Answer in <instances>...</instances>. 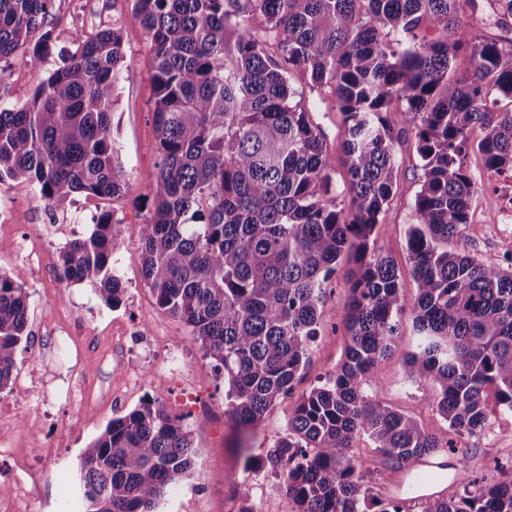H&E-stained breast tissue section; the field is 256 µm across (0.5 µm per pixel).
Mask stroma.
Masks as SVG:
<instances>
[{
  "mask_svg": "<svg viewBox=\"0 0 512 512\" xmlns=\"http://www.w3.org/2000/svg\"><path fill=\"white\" fill-rule=\"evenodd\" d=\"M131 0H55L44 20L54 43L34 67L15 62H0V108L12 109L27 103L37 86L73 54L75 34L91 35L119 25L122 28L125 61L117 87V102L112 113L116 144L128 174L129 188L120 197L101 199L82 192L72 193L60 209L34 210L29 190L14 193L17 224L40 226L54 219L76 224L75 233L52 234L49 283L32 279L28 270L0 252V272L22 284L29 293V331L27 346L16 353L15 378L34 375L46 395L42 410L19 408L16 389L0 392V412L15 415L6 437L11 450L0 458V484L11 486L25 470H41L45 476L32 489L33 512H83L76 491V465L81 453L113 418L134 409L143 398L162 403L170 414L181 410V393L200 394L207 412L185 420L197 448L191 477L167 496L163 512H240L242 501L235 481H247L254 512H294L279 476L258 467L257 461L275 446L288 430V413L301 394L342 363L346 330L342 315L350 300V281L354 267L348 256H341L329 279L328 299L321 315V330L312 344L310 361L302 380L283 402L264 415L248 453L234 446L235 435L225 412L224 373L196 343L189 328L156 307L151 291L145 287L140 260L139 226L148 215L155 189L158 154L150 109L155 99L152 43L146 30L132 15ZM290 81L303 106L312 113L327 140L334 159L333 184L339 188V206L349 198L342 188L347 170L339 145L344 138L343 116L334 96L311 87L306 73L295 70ZM399 158L395 195L377 224L373 238L379 253L390 257L401 274L402 291L415 299L417 283L410 271L406 231L412 222V204L422 174L421 159L411 136H400L395 143ZM467 167L476 184L470 222L464 230L467 252L490 265H503L512 259V223L499 219V198L484 181L487 172L479 154H469ZM113 212L121 223L127 241L120 252L122 280L126 287L121 304L107 306L90 283H75L59 275V253L73 235L89 234L98 216ZM138 330V337L120 343L112 334L114 321ZM83 337L79 358H71L66 335ZM178 347L180 373L167 372L165 356ZM137 373L140 387L125 390L127 374ZM85 386L93 402L80 403L61 397L66 386ZM437 386L428 379L409 376L401 357L379 361L364 384L368 398L400 410L416 419L442 445L440 457L449 470L466 466L468 483L454 482L449 497L458 498L486 484L512 480V415L501 412L495 397H488L489 419L475 436L449 431L447 422L433 401ZM352 451L366 460L364 484L368 501L391 503L395 497L385 475L390 468L368 436L357 437Z\"/></svg>",
  "mask_w": 512,
  "mask_h": 512,
  "instance_id": "35a3bbf8",
  "label": "stroma"
}]
</instances>
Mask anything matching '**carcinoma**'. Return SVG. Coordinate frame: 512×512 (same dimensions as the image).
<instances>
[{"label":"carcinoma","mask_w":512,"mask_h":512,"mask_svg":"<svg viewBox=\"0 0 512 512\" xmlns=\"http://www.w3.org/2000/svg\"><path fill=\"white\" fill-rule=\"evenodd\" d=\"M53 2L0 0V60L38 64L52 42L42 25ZM482 9V0H132L151 37L156 85L158 171L139 229L142 276L158 308L224 369L237 432L292 393L334 265L346 252L355 263L344 361L302 394L288 432L261 460L280 474L295 512H368L365 461L349 453L362 434L395 469L440 448L411 416L363 395L381 359L401 352L411 376L437 384L435 406L452 431L484 428L490 387L512 414V268L458 248L475 194L469 152L491 169L512 168V111L489 107L494 94L512 99V38L474 35L465 15ZM256 12L267 21L262 36L245 24ZM75 43L26 104L0 109V182L33 186L53 206L73 192L113 199L128 187L112 130L121 28ZM292 69L330 89L344 116L347 208L332 196L333 159L296 101ZM395 97L422 160L407 231L411 304L373 239L398 167ZM123 245L105 211L66 244L60 276L95 284L114 308L125 289L112 259ZM28 298L0 273V391L29 340ZM406 313L416 341L403 351ZM195 455L178 418L141 402L80 455L84 512H159ZM423 512H512V480L428 499Z\"/></svg>","instance_id":"obj_1"}]
</instances>
